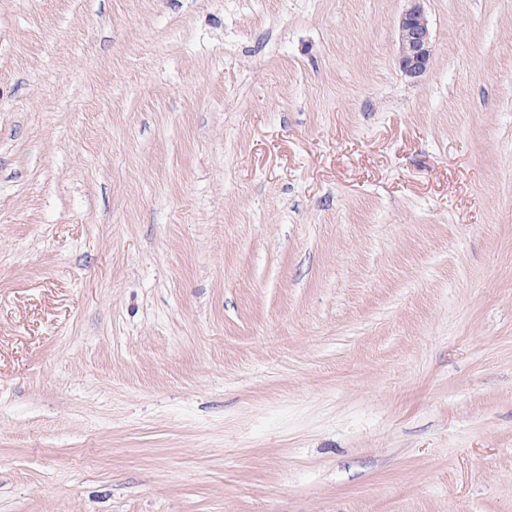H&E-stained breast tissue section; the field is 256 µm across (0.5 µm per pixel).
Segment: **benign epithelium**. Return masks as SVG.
Returning <instances> with one entry per match:
<instances>
[{
    "label": "benign epithelium",
    "mask_w": 512,
    "mask_h": 512,
    "mask_svg": "<svg viewBox=\"0 0 512 512\" xmlns=\"http://www.w3.org/2000/svg\"><path fill=\"white\" fill-rule=\"evenodd\" d=\"M424 0H406L396 26L397 63L411 81L427 76L432 69L434 45L425 14Z\"/></svg>",
    "instance_id": "obj_1"
}]
</instances>
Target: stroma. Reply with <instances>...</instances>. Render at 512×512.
I'll return each instance as SVG.
<instances>
[{
  "label": "stroma",
  "mask_w": 512,
  "mask_h": 512,
  "mask_svg": "<svg viewBox=\"0 0 512 512\" xmlns=\"http://www.w3.org/2000/svg\"><path fill=\"white\" fill-rule=\"evenodd\" d=\"M0 0V512H512V0ZM404 1L407 4L396 26L397 63L406 78L418 81L432 69V32L425 14L424 0Z\"/></svg>",
  "instance_id": "35a3bbf8"
}]
</instances>
